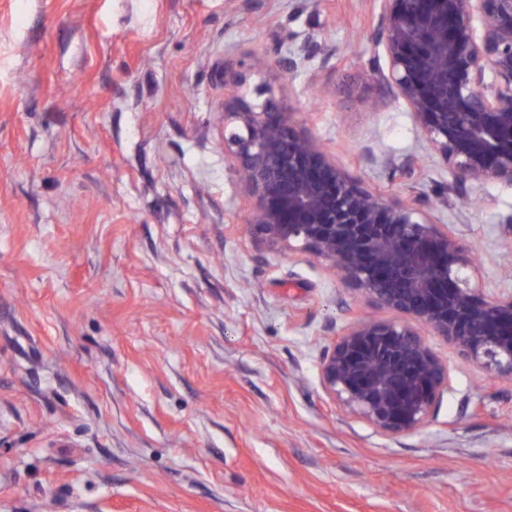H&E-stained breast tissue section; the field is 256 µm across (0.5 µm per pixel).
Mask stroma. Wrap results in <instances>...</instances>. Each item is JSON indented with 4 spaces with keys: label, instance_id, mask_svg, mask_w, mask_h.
Here are the masks:
<instances>
[{
    "label": "stroma",
    "instance_id": "obj_1",
    "mask_svg": "<svg viewBox=\"0 0 512 512\" xmlns=\"http://www.w3.org/2000/svg\"><path fill=\"white\" fill-rule=\"evenodd\" d=\"M379 0H0V512H512V382L428 336L455 390L387 436L322 390L382 316L251 234L224 154V65L367 188L451 182L370 76ZM316 35L308 69L252 73ZM416 157L412 179L384 158ZM444 217L512 289V186Z\"/></svg>",
    "mask_w": 512,
    "mask_h": 512
}]
</instances>
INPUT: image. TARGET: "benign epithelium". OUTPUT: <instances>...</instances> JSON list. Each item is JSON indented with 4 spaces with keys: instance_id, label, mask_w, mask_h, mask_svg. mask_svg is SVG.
Instances as JSON below:
<instances>
[{
    "instance_id": "benign-epithelium-1",
    "label": "benign epithelium",
    "mask_w": 512,
    "mask_h": 512,
    "mask_svg": "<svg viewBox=\"0 0 512 512\" xmlns=\"http://www.w3.org/2000/svg\"><path fill=\"white\" fill-rule=\"evenodd\" d=\"M373 37L384 65L373 81L411 112L452 184L512 186V0H380ZM325 46L303 38L277 57L304 68ZM224 74V153L252 201L249 227L268 248L309 254L350 289L392 313L360 317L323 353L319 380L376 431L416 433L452 389L448 366L421 332L454 345L489 378L512 381V289L472 286V247L434 213L447 197L406 203L350 178L273 98L249 101Z\"/></svg>"
}]
</instances>
